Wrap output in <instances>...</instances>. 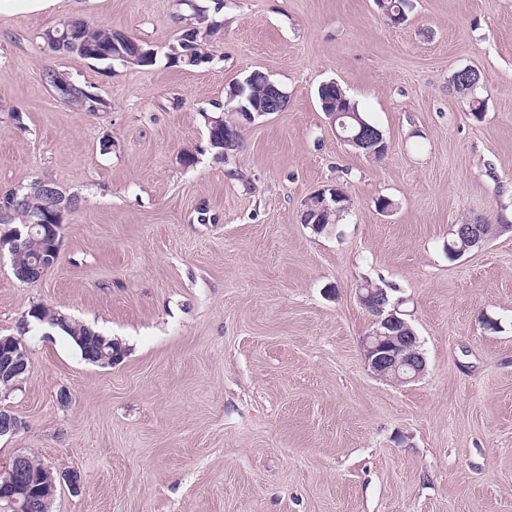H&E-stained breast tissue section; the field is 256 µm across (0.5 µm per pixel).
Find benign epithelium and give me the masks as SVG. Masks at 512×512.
<instances>
[{
	"label": "benign epithelium",
	"mask_w": 512,
	"mask_h": 512,
	"mask_svg": "<svg viewBox=\"0 0 512 512\" xmlns=\"http://www.w3.org/2000/svg\"><path fill=\"white\" fill-rule=\"evenodd\" d=\"M258 77L264 78L265 85L271 92L264 99L252 100V108L246 110V121L249 123L270 112L285 110L286 93L279 90L268 75L252 72L245 78V82ZM450 85L457 93L462 94L472 90L476 81L471 78L470 71L464 68L452 75ZM321 109L336 137L347 145L371 159L388 152L389 143L383 133L366 123L359 113L351 109L336 112L325 99L322 100ZM328 210L329 203L324 188L314 192L312 200L306 201L304 208V212L318 216ZM48 232L51 235V247L42 249L39 258V264L46 269L54 266L60 255L59 229L52 225ZM31 243V236L23 235V231L15 227L9 238L0 236V254L6 250L14 258L29 251ZM358 298L362 305L370 307L375 313L374 329L365 342L366 361L372 372L383 378L397 376L406 365L414 370L412 379H417L426 369V359L423 352L417 349V333L399 316V302L391 301L388 290L383 287L375 290L361 287ZM0 348L6 350V358L0 367V381L14 387L29 371L26 348L22 347L21 338L16 336H0ZM23 426L24 423L13 411L0 408V438L15 435ZM41 473L49 482L65 483L74 491L80 489V476L74 470L56 473L51 467L44 465ZM29 480V458L18 453L6 471L0 474V512H43L40 500L29 493Z\"/></svg>",
	"instance_id": "obj_1"
}]
</instances>
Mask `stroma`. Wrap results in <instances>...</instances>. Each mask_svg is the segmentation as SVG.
I'll return each mask as SVG.
<instances>
[{"mask_svg":"<svg viewBox=\"0 0 512 512\" xmlns=\"http://www.w3.org/2000/svg\"><path fill=\"white\" fill-rule=\"evenodd\" d=\"M214 2L0 0V192L42 179L79 199L40 281L0 260V336L29 357L0 390L24 423L0 439V471L21 452L77 470L50 512H512V0H411L397 24L376 0ZM74 18L151 44L155 65L50 51L43 31ZM211 18L209 62L172 64L186 23ZM466 66L486 75L470 98L448 89ZM49 69L106 110L70 106ZM255 70L288 107L215 162L205 118ZM327 81L382 130L385 157L336 137ZM334 184L350 208L314 233L303 203ZM470 218L502 230L449 259ZM366 280L419 337L413 382L365 362ZM37 303L124 356L87 363L27 322Z\"/></svg>","mask_w":512,"mask_h":512,"instance_id":"1","label":"stroma"}]
</instances>
